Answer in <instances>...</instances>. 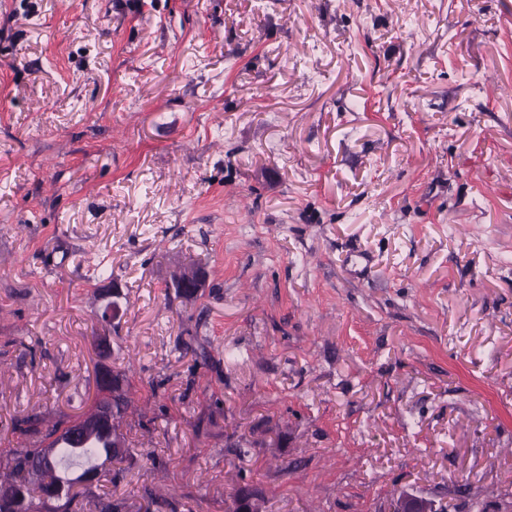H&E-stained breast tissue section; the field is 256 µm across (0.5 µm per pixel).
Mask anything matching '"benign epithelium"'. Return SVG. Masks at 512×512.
<instances>
[{
    "instance_id": "7a95c632",
    "label": "benign epithelium",
    "mask_w": 512,
    "mask_h": 512,
    "mask_svg": "<svg viewBox=\"0 0 512 512\" xmlns=\"http://www.w3.org/2000/svg\"><path fill=\"white\" fill-rule=\"evenodd\" d=\"M202 275L198 269L186 272L178 276L173 283V288L183 297H190L198 293L202 288ZM98 298L105 302V306L99 315L101 331L97 332L95 345L98 348L100 363L97 368L95 385L100 390L99 399L92 403L82 413L77 424L80 430L86 433L108 434L112 440V447H126V434L124 429L112 427V406L107 404L106 397L110 396V390L121 387L124 384L119 370L107 364L112 357V346L108 327L119 320L123 315L119 299L122 298V289L118 282L114 281L97 289ZM260 491L255 488L242 487L236 497L228 503L227 512H254L259 504ZM383 512H443L437 506L435 500L419 496L408 491H401L389 498L387 507Z\"/></svg>"
}]
</instances>
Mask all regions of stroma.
<instances>
[{"mask_svg":"<svg viewBox=\"0 0 512 512\" xmlns=\"http://www.w3.org/2000/svg\"><path fill=\"white\" fill-rule=\"evenodd\" d=\"M92 259L115 496L511 504L512 0H0V446L94 397Z\"/></svg>","mask_w":512,"mask_h":512,"instance_id":"35a3bbf8","label":"stroma"}]
</instances>
